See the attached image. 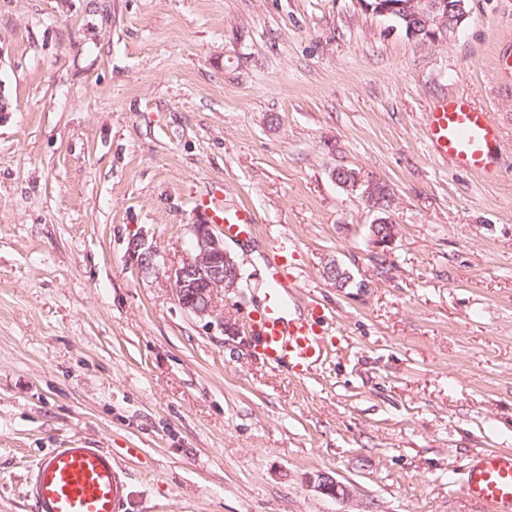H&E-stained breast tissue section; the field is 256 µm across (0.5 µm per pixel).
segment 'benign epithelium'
<instances>
[{
  "instance_id": "1",
  "label": "benign epithelium",
  "mask_w": 512,
  "mask_h": 512,
  "mask_svg": "<svg viewBox=\"0 0 512 512\" xmlns=\"http://www.w3.org/2000/svg\"><path fill=\"white\" fill-rule=\"evenodd\" d=\"M466 0H360L364 10L382 18L398 17L405 22L407 37L425 42L439 43L448 40L468 18ZM332 178L341 187L361 191L372 211L380 213L371 225L372 243L377 248H387L396 238L391 229L393 221L380 193L391 188L380 180L363 176L354 169L339 167L332 171ZM191 247L181 263L168 266L160 252L140 238L132 243V256L141 273L164 274L180 306L199 318L212 317L217 311V299L226 292L238 291L242 273L238 263L224 246L213 226L201 221L190 225ZM317 488L332 498H347L350 489L328 473L317 476Z\"/></svg>"
}]
</instances>
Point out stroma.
<instances>
[{
	"instance_id": "stroma-1",
	"label": "stroma",
	"mask_w": 512,
	"mask_h": 512,
	"mask_svg": "<svg viewBox=\"0 0 512 512\" xmlns=\"http://www.w3.org/2000/svg\"><path fill=\"white\" fill-rule=\"evenodd\" d=\"M467 9L429 44L359 0H0V512L61 447L110 449L126 512H487L463 482L512 450V5ZM461 95L491 172L422 138ZM340 166L393 188L388 250ZM219 186L258 219L225 244L243 276L276 244L326 314L304 378L261 354L262 289L198 318L134 265L139 237L179 263Z\"/></svg>"
}]
</instances>
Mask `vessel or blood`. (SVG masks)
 Returning a JSON list of instances; mask_svg holds the SVG:
<instances>
[{"label":"vessel or blood","instance_id":"obj_1","mask_svg":"<svg viewBox=\"0 0 512 512\" xmlns=\"http://www.w3.org/2000/svg\"><path fill=\"white\" fill-rule=\"evenodd\" d=\"M424 135L435 154L477 172L491 169L502 146L489 113L463 97L439 102L426 116ZM196 207L205 222L223 225L230 240L246 241L256 234L255 213L245 206L225 208L222 194L202 197ZM265 280V305L253 320L262 354L270 365L285 364L305 376L323 354V319L314 308L294 314L290 295L298 281L278 258L267 260ZM123 489V473L104 448L53 449L27 481L35 512H125ZM464 491L490 512H512V452L474 454Z\"/></svg>","mask_w":512,"mask_h":512}]
</instances>
